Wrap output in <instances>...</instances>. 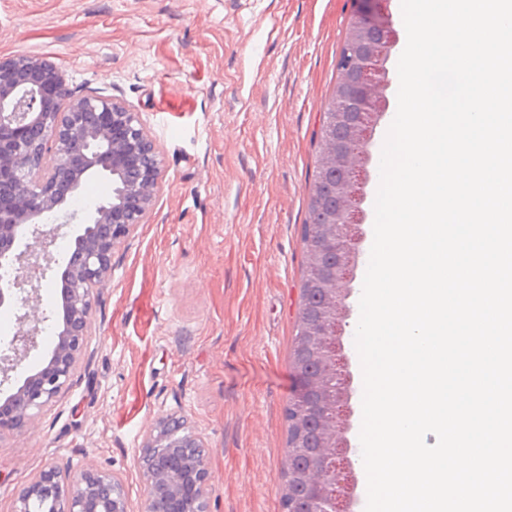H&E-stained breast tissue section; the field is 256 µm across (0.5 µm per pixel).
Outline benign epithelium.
Here are the masks:
<instances>
[{
	"label": "benign epithelium",
	"instance_id": "1",
	"mask_svg": "<svg viewBox=\"0 0 512 512\" xmlns=\"http://www.w3.org/2000/svg\"><path fill=\"white\" fill-rule=\"evenodd\" d=\"M354 19L368 40L347 46L339 59L342 87L332 112L352 125L343 151L322 143L325 165L342 166L338 205L319 225L311 252L332 257L321 302L297 344L288 427L292 453L303 459L288 484L306 493L305 512H353L355 479L346 439L349 373L342 335L349 318L346 284L366 215L362 209L371 135L387 109L383 91L392 48L380 0H358ZM65 75L38 57H0V309L17 312V329L0 349V436L23 433L70 384L94 330L95 293L112 275V256L150 210L164 176L155 141L126 103L93 94L63 95ZM91 177L107 178L112 192L79 222L75 248L53 257L60 230L77 219L65 210ZM64 213L63 222L47 226ZM61 269L60 292L43 307L38 282ZM56 316V341L41 366L4 393L11 373L39 346L41 325ZM140 468L143 512H209L212 474L204 437L177 414L158 418L144 439ZM12 512H127L123 481L93 465L72 471L47 464L17 492Z\"/></svg>",
	"mask_w": 512,
	"mask_h": 512
}]
</instances>
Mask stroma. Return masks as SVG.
Masks as SVG:
<instances>
[{"label": "stroma", "instance_id": "obj_1", "mask_svg": "<svg viewBox=\"0 0 512 512\" xmlns=\"http://www.w3.org/2000/svg\"><path fill=\"white\" fill-rule=\"evenodd\" d=\"M354 0H0V56L139 112L164 178L116 250L73 380L0 436V512L47 462L119 473L184 415L209 448L210 512H281L301 242L323 105Z\"/></svg>", "mask_w": 512, "mask_h": 512}]
</instances>
